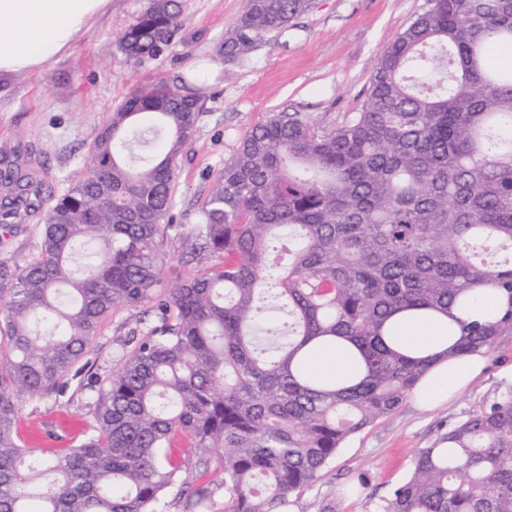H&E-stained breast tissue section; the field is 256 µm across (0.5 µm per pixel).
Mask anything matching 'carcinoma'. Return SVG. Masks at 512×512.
I'll list each match as a JSON object with an SVG mask.
<instances>
[{"label": "carcinoma", "instance_id": "obj_1", "mask_svg": "<svg viewBox=\"0 0 512 512\" xmlns=\"http://www.w3.org/2000/svg\"><path fill=\"white\" fill-rule=\"evenodd\" d=\"M381 56L356 112L321 134L298 113L254 127L224 163L198 223L178 234L202 272L170 287L160 237L174 165L198 99L160 79L112 112L81 171L44 215L40 251L0 262V512H289L337 449L396 410L427 369L389 344L390 319L423 309L455 322L445 355L512 335V0H431ZM311 0H247L235 59ZM180 0H147L118 37L155 60ZM0 227L39 210L41 182L0 160ZM488 285L507 307L455 314ZM148 306L153 326L97 379L95 434L65 453L26 448L22 394L60 390L100 322ZM342 337L360 380L308 382L302 361ZM193 449L196 486L170 449ZM383 512H512V387L413 458Z\"/></svg>", "mask_w": 512, "mask_h": 512}]
</instances>
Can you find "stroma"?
<instances>
[{"label": "stroma", "mask_w": 512, "mask_h": 512, "mask_svg": "<svg viewBox=\"0 0 512 512\" xmlns=\"http://www.w3.org/2000/svg\"><path fill=\"white\" fill-rule=\"evenodd\" d=\"M146 0H109L43 70L0 73V157L19 159L42 180L43 206L67 189L106 122L138 86L158 79L195 94L201 116L175 169L173 234L162 243L167 282L187 278L178 232L198 213L224 163L256 125L296 112L316 132L360 107L392 37L430 0H312L311 8L268 33L236 60L224 57L246 0H181V25L167 50L139 65L125 61L118 36ZM42 223L26 218L0 234V262L25 264L38 254ZM150 316L124 308L106 317L62 391L23 396L16 432L29 448H72L96 426L95 376H109L123 340L146 335ZM512 386V335L499 337L486 368L453 402L432 411L412 400L352 435L298 499L292 512H379L410 473L414 454L450 424L489 405Z\"/></svg>", "instance_id": "obj_1"}]
</instances>
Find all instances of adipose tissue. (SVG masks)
Returning <instances> with one entry per match:
<instances>
[{
    "label": "adipose tissue",
    "mask_w": 512,
    "mask_h": 512,
    "mask_svg": "<svg viewBox=\"0 0 512 512\" xmlns=\"http://www.w3.org/2000/svg\"><path fill=\"white\" fill-rule=\"evenodd\" d=\"M107 0H0V73L44 68L65 50ZM394 342L407 354L428 359L424 375L411 396L422 408L448 403L485 367L483 353L444 358L451 338L447 318L422 310H407L391 320ZM360 361L357 349L344 340L316 346L308 357L313 383L333 378L353 384Z\"/></svg>",
    "instance_id": "obj_1"
}]
</instances>
